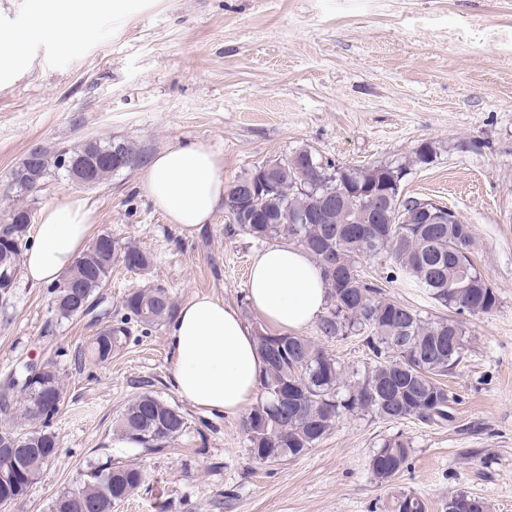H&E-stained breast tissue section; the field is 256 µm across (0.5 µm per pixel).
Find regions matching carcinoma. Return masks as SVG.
<instances>
[{
	"instance_id": "1",
	"label": "carcinoma",
	"mask_w": 512,
	"mask_h": 512,
	"mask_svg": "<svg viewBox=\"0 0 512 512\" xmlns=\"http://www.w3.org/2000/svg\"><path fill=\"white\" fill-rule=\"evenodd\" d=\"M85 146L47 154L44 175L63 170L62 157L75 158ZM435 154L430 142L421 143L406 163L339 167L299 149L286 160L276 162L280 176L269 197L256 196L255 209L272 208L269 222L242 224L240 228L260 241H289L308 251L321 266L329 290L328 314L319 324L326 338L362 337L372 354L363 369L343 365L327 354L309 336L281 334L265 328L256 330L266 370L260 379L261 395L243 421L250 454L259 462H277L297 457L318 445L344 416L373 414L388 422L417 420L429 426L452 421L453 399L442 378L463 361L466 326L454 319L428 321L414 309L384 296L380 285L368 279L361 261L374 260L387 270L389 279L402 278L428 291L434 300L458 313L481 317L499 305L496 289L486 280L472 259V226L457 224H372L382 207L379 191L390 179L395 188L389 207L411 210L416 198L401 196V181L415 164H426ZM316 197L336 199V208L321 223L289 224L287 217L303 213ZM29 227L15 224L9 239L0 240V256L12 253V261L0 265L21 266ZM336 253L341 266L336 272L327 266L328 253ZM137 261L144 271L151 257L137 245L122 244L101 232L77 260L70 276L78 278L77 295L94 299L112 273V260ZM121 325L100 332L90 346L95 361L105 363L126 337L124 325L135 322L145 329L171 321L175 305L167 288L146 285L125 295ZM41 380L22 385L23 406L19 418L27 431L15 435L17 444L30 449L33 459L27 477L15 486H0V497H24L58 451V439L50 421L59 404L49 394L64 387L54 364H44ZM186 428L184 415L175 407L144 392L124 409L116 424L118 436H139L146 448L161 449ZM410 443L400 437L384 441L372 455L369 467L374 479L393 481L408 466ZM144 483L143 471L134 463H105L90 469L83 483L54 500L52 512H112V499L130 498ZM470 500L469 512H491V504L465 491L448 496L446 512ZM390 512H427L425 501L413 493L393 497Z\"/></svg>"
}]
</instances>
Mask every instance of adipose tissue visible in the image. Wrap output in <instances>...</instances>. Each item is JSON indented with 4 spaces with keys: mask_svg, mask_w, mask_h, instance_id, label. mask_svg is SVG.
I'll use <instances>...</instances> for the list:
<instances>
[{
    "mask_svg": "<svg viewBox=\"0 0 512 512\" xmlns=\"http://www.w3.org/2000/svg\"><path fill=\"white\" fill-rule=\"evenodd\" d=\"M145 188L168 223L192 232L208 223L223 202L224 159L201 144H176L150 159ZM93 212L78 198L46 206L22 269L34 286L54 284L88 245ZM248 300L269 327L299 332L314 324L328 303L323 274L304 249L275 245L256 254ZM176 392L205 410L242 412L266 364L252 327L223 300L199 294L176 312L169 337Z\"/></svg>",
    "mask_w": 512,
    "mask_h": 512,
    "instance_id": "ef3b65f1",
    "label": "adipose tissue"
}]
</instances>
